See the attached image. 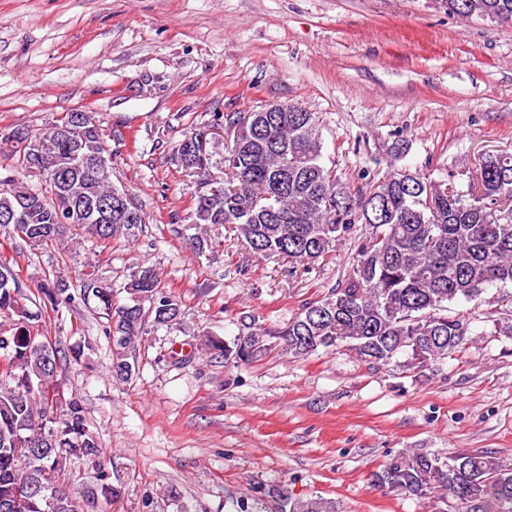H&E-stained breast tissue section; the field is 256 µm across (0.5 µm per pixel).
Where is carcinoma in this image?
Wrapping results in <instances>:
<instances>
[{"label": "carcinoma", "instance_id": "obj_1", "mask_svg": "<svg viewBox=\"0 0 512 512\" xmlns=\"http://www.w3.org/2000/svg\"><path fill=\"white\" fill-rule=\"evenodd\" d=\"M448 13L463 19L512 23V0H446ZM266 112L260 131L243 139L253 113L228 121L231 145L224 192L209 189L219 165L202 137L190 132L177 154L197 159L200 184L193 214L198 224L234 226L248 248L262 257L285 256L292 271H307L345 240L356 256L344 283L331 297L303 307L279 332L289 354L345 349L372 365H387L399 354L421 373L454 356L470 330V318L448 314L451 304L478 298L485 287L512 285V154L482 159L478 195L449 194L448 184L390 167L382 178L354 188L323 162L317 113L298 104ZM19 151L21 167L42 177L48 193L13 180L0 181V235L32 247L48 243L64 250L71 228L106 240L131 237L146 223L123 208H101L117 191L102 129L87 112H67ZM84 293L110 317L105 334L112 351V379L126 383L136 373L134 352L147 319L169 327L182 301L161 287L149 267L134 274L129 302L118 304L112 288L94 279ZM37 295L56 309L74 302L61 274L37 285ZM0 259V512H82L80 502L60 485L78 461L91 464L101 495L120 494L96 435L89 429L82 399L71 391L49 395L47 379L83 356L39 332L43 308ZM210 356L235 367L253 363L270 349L267 334L249 329L232 342L209 337ZM377 485L421 499L452 497L457 512H512V467L481 453L446 461L413 452L391 458L375 474ZM268 494L281 512H336L321 497L293 500L281 490Z\"/></svg>", "mask_w": 512, "mask_h": 512}]
</instances>
